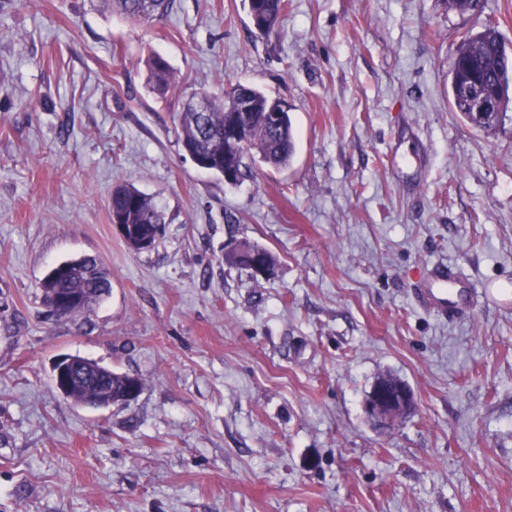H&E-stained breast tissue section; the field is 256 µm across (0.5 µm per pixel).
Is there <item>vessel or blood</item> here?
<instances>
[{"label": "vessel or blood", "mask_w": 512, "mask_h": 512, "mask_svg": "<svg viewBox=\"0 0 512 512\" xmlns=\"http://www.w3.org/2000/svg\"><path fill=\"white\" fill-rule=\"evenodd\" d=\"M422 307L436 317L452 319L468 311L474 304L469 281L453 266L440 265L435 270V283L416 291Z\"/></svg>", "instance_id": "vessel-or-blood-1"}]
</instances>
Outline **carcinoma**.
Here are the masks:
<instances>
[{"mask_svg":"<svg viewBox=\"0 0 512 512\" xmlns=\"http://www.w3.org/2000/svg\"><path fill=\"white\" fill-rule=\"evenodd\" d=\"M103 4L118 11L133 22H152L162 19L171 9L172 0H101ZM258 8L262 18L259 33L272 35L279 31L287 9L286 0H259ZM504 43L497 27L489 24L481 32L461 40L454 51L450 64L449 102L452 111L460 113L470 125L491 134L502 124L509 102L508 91L499 90V109L490 112L480 120L474 119L461 104L458 92L459 82L472 74L490 88L507 76L503 64ZM148 84L152 92L166 96L176 84L174 72L168 61L154 55L147 62ZM247 98L250 103L245 124L249 131V141L237 162L240 180L251 176V163L260 161L274 168L290 163L294 154L292 123L289 113H280L278 119L271 118L280 100L268 96L259 88L237 84L217 101L206 93L199 95L200 108H195L194 100H189L179 113L182 145L198 154L207 155L212 151L213 134L224 129L225 114L235 109L237 101ZM110 212L121 218L124 224H131L145 238L155 239L157 232L164 230L165 219L155 202L134 187L117 184L110 196ZM80 272L48 284L43 291V299L49 308V315L57 319L74 318L88 305L104 295L111 288L106 271L98 261L84 257L75 261ZM76 294L80 304L74 308H59L53 305L52 295ZM104 383L90 382L85 391L73 395L76 404L93 405L117 398L125 392L129 375L109 370Z\"/></svg>","mask_w":512,"mask_h":512,"instance_id":"cac0c4a2","label":"carcinoma"}]
</instances>
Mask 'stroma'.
Here are the masks:
<instances>
[{
	"mask_svg": "<svg viewBox=\"0 0 512 512\" xmlns=\"http://www.w3.org/2000/svg\"><path fill=\"white\" fill-rule=\"evenodd\" d=\"M512 0H173L133 23L99 0H0V512H512V107L493 135L452 112L457 43ZM177 85L160 99L146 61ZM283 100L296 152L237 185L179 141L185 98L235 83ZM133 185L165 213L148 251L115 232ZM248 240L270 278L224 261ZM83 256L112 289L47 317L41 282ZM478 290L442 321L433 263ZM76 355L138 377L125 404L61 396ZM389 373L416 407L363 401ZM253 2H258V8L262 18L261 25L258 33L262 35H272L279 31L283 16L287 9V3L285 0H261V1H247V11L252 14ZM147 67L150 89L159 96H166L176 84L175 75L170 64L164 57L153 55L149 58ZM77 361L71 356L58 358L52 366V380L55 388L65 398H70L74 387L82 383L74 373ZM414 406V396L406 384L390 385L382 378L375 380L367 394L363 408L380 427H391L397 419L409 413Z\"/></svg>",
	"mask_w": 512,
	"mask_h": 512,
	"instance_id": "1",
	"label": "stroma"
}]
</instances>
